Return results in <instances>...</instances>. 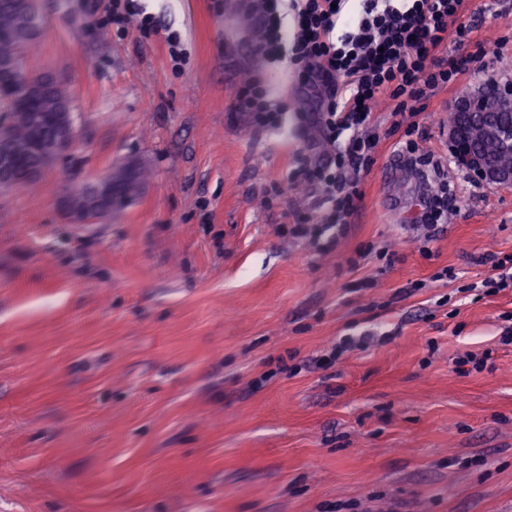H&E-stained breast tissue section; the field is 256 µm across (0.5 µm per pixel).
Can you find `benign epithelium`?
I'll use <instances>...</instances> for the list:
<instances>
[{
	"instance_id": "1",
	"label": "benign epithelium",
	"mask_w": 512,
	"mask_h": 512,
	"mask_svg": "<svg viewBox=\"0 0 512 512\" xmlns=\"http://www.w3.org/2000/svg\"><path fill=\"white\" fill-rule=\"evenodd\" d=\"M20 70L18 59L0 58V93L17 88L8 79ZM58 78L44 75L27 78L18 88L19 103L29 110L33 135L26 148L18 150L6 134L4 117H0V190L20 188L17 173L24 170V181H37L48 170L67 159L76 145V120L66 116V107L53 109L45 105L48 87ZM491 91L484 85L468 89L453 103L448 139L453 145L458 166L484 184L496 188H512V168L501 167L490 158L460 143L459 131L478 125L488 135L512 145V124L500 121L499 107L490 100ZM119 207L127 203L117 185L106 175L86 186L65 192L58 200L60 210L72 224L90 223L89 214L108 204Z\"/></svg>"
}]
</instances>
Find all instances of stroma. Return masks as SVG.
I'll list each match as a JSON object with an SVG mask.
<instances>
[{"instance_id":"35a3bbf8","label":"stroma","mask_w":512,"mask_h":512,"mask_svg":"<svg viewBox=\"0 0 512 512\" xmlns=\"http://www.w3.org/2000/svg\"><path fill=\"white\" fill-rule=\"evenodd\" d=\"M37 4L30 62L67 79L79 120L64 165L0 194V512H512V288L479 286L512 253V189L449 166L423 255L411 201L430 185L387 100L348 234L314 251L292 228L319 196L289 184L297 152L323 151L311 102L255 54L236 0H143L148 35L106 26L108 0ZM463 23L446 51L468 68L414 134L446 158L443 114L483 49L512 60V0H471ZM255 78L284 128L236 109ZM132 156L152 169L135 202L64 219L63 189ZM467 354L482 369L460 372Z\"/></svg>"}]
</instances>
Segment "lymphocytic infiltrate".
Listing matches in <instances>:
<instances>
[{
    "instance_id": "lymphocytic-infiltrate-1",
    "label": "lymphocytic infiltrate",
    "mask_w": 512,
    "mask_h": 512,
    "mask_svg": "<svg viewBox=\"0 0 512 512\" xmlns=\"http://www.w3.org/2000/svg\"><path fill=\"white\" fill-rule=\"evenodd\" d=\"M348 2L240 0L243 10L266 17L256 55L271 61L290 59L302 89L313 100L304 122L315 126L330 148L318 158L300 153L289 176L292 185L312 187L330 203L295 227L296 234L319 251L345 237L346 220L362 200V178L376 162L379 137L372 119L380 102L394 100L401 120L415 118L429 93L453 84L466 65L439 51L449 27H456L459 37L467 36V28L456 25L467 0H357L354 11L348 10ZM286 9L293 16L288 28L282 22ZM236 107L265 126L286 119V105L273 103L256 79L241 89ZM401 150L436 178V190L422 214L427 232L419 250L425 254L435 227L446 221L454 194L446 166L432 151L412 139Z\"/></svg>"
}]
</instances>
